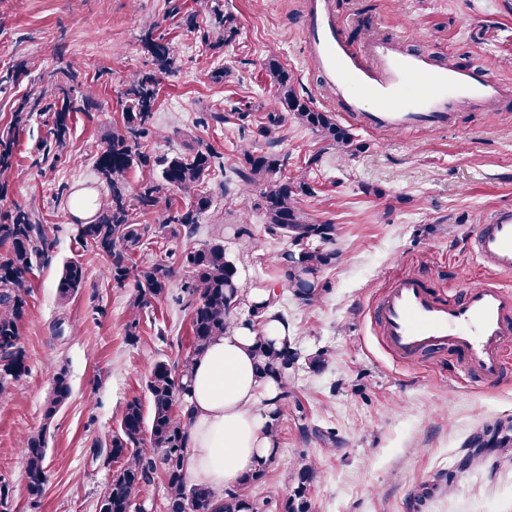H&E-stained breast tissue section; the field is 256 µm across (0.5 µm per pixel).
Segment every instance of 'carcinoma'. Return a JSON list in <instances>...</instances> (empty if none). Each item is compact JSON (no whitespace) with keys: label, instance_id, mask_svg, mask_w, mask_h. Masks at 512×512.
Returning a JSON list of instances; mask_svg holds the SVG:
<instances>
[{"label":"carcinoma","instance_id":"1","mask_svg":"<svg viewBox=\"0 0 512 512\" xmlns=\"http://www.w3.org/2000/svg\"><path fill=\"white\" fill-rule=\"evenodd\" d=\"M211 29L203 32L209 41L216 35L213 46L232 42L238 32L237 18L224 11L220 2L211 9ZM142 44L151 58L153 68L130 76L123 92L125 112L120 125L97 154L95 170L110 190V197L98 204L94 219L78 225V238L85 248H91L109 261L107 277L117 284L135 279L136 294L131 301L128 336L138 340L145 309L168 293L176 268H184L189 278L184 289L190 296L191 351L175 365L163 360L154 364L146 381L149 409L134 398L124 405L118 426L98 445L97 453H106L105 462H116L96 502V512H132L133 498L140 489L151 484L155 476L163 478L166 512H265L268 500L253 494V488L263 483L269 459L241 483L224 492L217 501L212 491L203 485L190 484L184 473L190 412L186 401L194 362L212 339L222 336L240 315L245 296L239 285L238 269L224 248V241L215 239L178 254L170 252L168 262L147 266L132 264V257L152 240L169 233L193 237L203 216L211 211L213 201L205 191L209 177L229 170L230 184L235 192L259 191L256 209L265 218V231L289 239L290 248L277 258L281 292L292 294L305 305H314L326 291L319 273L336 264V225L315 223L301 208L302 197L310 195L306 175L284 174L288 155L278 150L281 128L293 120L312 131L323 143L322 148L308 155L304 170L322 164L323 154L334 150L341 156H351L359 150L350 129L339 124L330 112L311 106L309 98L296 88L294 75L280 61L270 56L265 70L276 95L267 112L254 116L249 109L233 105L218 119L237 127L239 164L225 167L223 157L208 147L197 148L188 155L176 154L155 160L147 151L158 137L154 125L157 107V86L160 75L171 72L174 46L154 29L143 32ZM94 103L92 94L82 97V107L71 100L70 91L59 85L54 94L43 89L35 94L29 108L52 113L49 143L44 150L53 152V160L62 157L71 137L72 113L88 110ZM28 113L17 112L12 122L0 128V195L7 191L9 177L15 164L16 137L27 121ZM255 124L257 135L265 146L259 148L245 137L246 126ZM160 167L156 180L144 185L130 203L126 192V177L133 166ZM174 190L189 199L183 206L168 203L160 207L161 192ZM158 214L156 223L139 224L132 216L133 209ZM0 244L7 246L0 253V398L10 393L26 372V354L21 346L20 323L27 307L31 285L27 279L33 266L53 247L43 225L36 223L32 210L16 206L0 214ZM86 267L82 260L67 261L57 284L59 297L68 300L83 287ZM278 303L271 296L269 305ZM267 305V306H269ZM267 306L249 305L243 325L257 331L254 348L256 370L262 379L276 382L279 393L265 400L269 405L267 431L278 437L281 418L288 398L293 395L290 385L293 364L300 351L285 343L276 346L262 333ZM71 395L68 372L56 369L51 391L45 402L43 419L50 424ZM20 448L26 460L24 474L28 499L40 501L45 492L48 475L46 428L25 434ZM315 478L312 463L301 461L285 474V485L291 494L280 503V512H310L309 489Z\"/></svg>","mask_w":512,"mask_h":512}]
</instances>
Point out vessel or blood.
Listing matches in <instances>:
<instances>
[{"label":"vessel or blood","instance_id":"vessel-or-blood-1","mask_svg":"<svg viewBox=\"0 0 512 512\" xmlns=\"http://www.w3.org/2000/svg\"><path fill=\"white\" fill-rule=\"evenodd\" d=\"M303 40L310 65L336 91L346 112L371 131L442 128L458 106H479L507 92L489 72L439 65L426 51H404L389 39L354 46L341 36L328 0H309ZM474 244L492 271L511 276L512 211L495 213ZM377 321L398 357L447 345L466 373L491 382L512 351V287L489 284L447 297L424 275L406 274L383 296Z\"/></svg>","mask_w":512,"mask_h":512}]
</instances>
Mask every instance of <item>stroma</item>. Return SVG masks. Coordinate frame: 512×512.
Listing matches in <instances>:
<instances>
[{
    "label": "stroma",
    "instance_id": "1",
    "mask_svg": "<svg viewBox=\"0 0 512 512\" xmlns=\"http://www.w3.org/2000/svg\"><path fill=\"white\" fill-rule=\"evenodd\" d=\"M195 14L191 32L170 15L168 0H0V128L32 90L76 69L71 97L92 93L96 105L73 115L69 146L56 163L43 159L51 117L33 113L21 129L18 163L0 209H34L53 242L48 257L28 276L31 292L20 326L28 370L10 396L0 399V480L8 483L13 512H95L110 466L94 459L99 442L117 426L123 405L147 400L145 383L156 361L175 362L191 349L190 310L173 277L163 300L147 310L152 325L130 341L127 323L133 280L116 285L104 277L106 263L77 241L79 216L73 196L108 197L96 174L98 150L122 118L127 77L151 67L141 36L148 27L171 40L176 60L159 83L154 122L159 131L152 157L186 153L184 133L235 164L239 133L200 117L240 102L260 113L274 89L264 70L268 56L294 72L314 107L349 126L362 148L344 158L329 152L308 172L312 187L302 207L308 217L336 227L335 266L319 278L328 286L316 304L290 294L278 306L302 354L329 350L318 373L301 368L293 381L295 404L286 405L279 449L257 492L277 512L286 493L287 467L300 457L317 465L309 490L315 512H512V451L490 439H512V360L492 384L464 374L447 349L399 361L382 345L373 311L384 287L419 272L444 291L499 282L474 252V238L490 215L512 209V95L483 107H461L448 130H366L348 117L322 76L307 61L302 26L307 0H222L239 33L220 49L205 45L210 0H180ZM349 41L391 38L400 49L420 46L438 62L491 72L512 85V0H330ZM28 62L17 72L19 62ZM223 80H214L216 70ZM280 148L288 173L321 143L305 127L288 122ZM207 189L213 200L193 238L166 236L138 253L136 264L164 261L168 250L197 247L223 237L236 263L240 286L250 290L273 281L274 262L285 240L265 231L253 196L225 195L224 177ZM247 223L234 237L231 225ZM87 267L84 288L61 301L57 282L67 260ZM64 320L77 332L56 339ZM66 367L71 396L48 425V483L38 505L24 484L20 437L43 423L52 373ZM308 412L301 432L298 408ZM332 430L324 443L319 431Z\"/></svg>",
    "mask_w": 512,
    "mask_h": 512
}]
</instances>
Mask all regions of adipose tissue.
<instances>
[{"label":"adipose tissue","instance_id":"obj_1","mask_svg":"<svg viewBox=\"0 0 512 512\" xmlns=\"http://www.w3.org/2000/svg\"><path fill=\"white\" fill-rule=\"evenodd\" d=\"M255 338V331L235 325L214 339L193 371L185 473L219 498L272 455L262 401L276 385L256 372Z\"/></svg>","mask_w":512,"mask_h":512}]
</instances>
